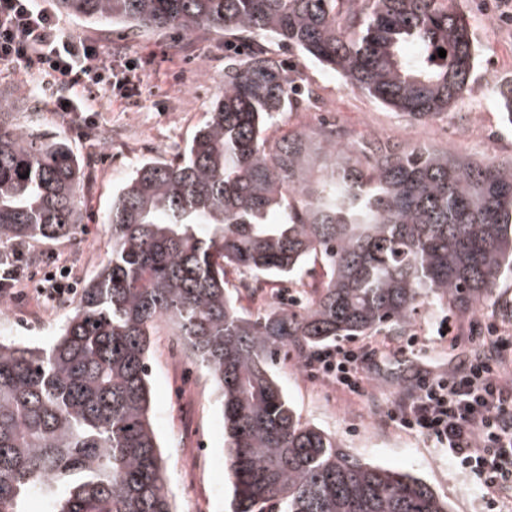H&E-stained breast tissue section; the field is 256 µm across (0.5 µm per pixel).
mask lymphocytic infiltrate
<instances>
[{
    "instance_id": "1",
    "label": "lymphocytic infiltrate",
    "mask_w": 512,
    "mask_h": 512,
    "mask_svg": "<svg viewBox=\"0 0 512 512\" xmlns=\"http://www.w3.org/2000/svg\"><path fill=\"white\" fill-rule=\"evenodd\" d=\"M0 64L20 65L53 83L55 109L65 115L87 111L81 87L109 85L124 97L136 89L131 75L99 44L61 36L55 15L35 0H0ZM450 341L474 346V358L434 377L415 371L390 417L402 429L449 449L486 489H512V381L504 374L512 363V329L495 319L457 331ZM378 353L368 343L338 344L313 352L306 365L312 377L359 395Z\"/></svg>"
}]
</instances>
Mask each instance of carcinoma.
Listing matches in <instances>:
<instances>
[{"label":"carcinoma","mask_w":512,"mask_h":512,"mask_svg":"<svg viewBox=\"0 0 512 512\" xmlns=\"http://www.w3.org/2000/svg\"><path fill=\"white\" fill-rule=\"evenodd\" d=\"M140 29L236 33L224 90L183 151L112 197L110 258L46 347L0 342V512H172L149 416L151 336L167 322L219 392L232 512H448L421 478L368 464L296 417L276 357L402 332L436 302L462 314L512 274V162L344 140L323 121L270 130L306 86L264 40L417 122L468 91L476 50L456 0H55ZM446 57H438V49ZM496 103L512 121V84ZM0 253L71 236L83 173L61 141L2 119ZM324 279L288 308L245 312L262 280ZM239 274L237 282L228 270Z\"/></svg>","instance_id":"cac0c4a2"}]
</instances>
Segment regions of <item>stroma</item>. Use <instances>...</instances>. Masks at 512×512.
Masks as SVG:
<instances>
[{"label": "stroma", "instance_id": "35a3bbf8", "mask_svg": "<svg viewBox=\"0 0 512 512\" xmlns=\"http://www.w3.org/2000/svg\"><path fill=\"white\" fill-rule=\"evenodd\" d=\"M486 0H461L478 48L471 91L447 116L420 123L342 84L335 73L301 54L279 48L304 84L336 106L324 118L337 124L349 139L375 137L405 147L428 144L452 148L476 159L512 160V121L496 105L500 86L512 82V22ZM63 35L96 41L105 51L138 61L134 80L139 93L121 98L100 86L93 91L94 123L76 129L74 122L53 112L50 91L21 66H0V102L9 107L10 122L40 140L64 141L87 164L80 204L81 230L72 237L35 239L24 243V266L40 262L36 287L18 279L13 296L0 301V341L45 345L71 313L73 296L54 300L39 284L51 268L70 270L84 285L107 262L110 229L104 218L112 195L137 166L154 158H173L207 119L214 96L224 86L223 34L199 31L184 36L174 31L136 30L122 24L89 23L58 14ZM512 309V277H504L490 303L469 314L438 304L414 312L405 334L387 331L371 337L380 348L362 395L338 392L311 377L294 356H281L276 376L300 420L336 435L358 458L422 478L447 502L449 512H512V491L487 495L447 449L402 430L388 417L405 391L406 377L417 366L430 374L448 372L468 362L474 351L451 345L446 327L471 326ZM418 339L417 351L400 354L405 336ZM175 340L172 326L160 325L150 351L151 416L165 454L167 487L174 512L195 502L196 512H229L232 486L224 469V428L210 377L193 367L203 390L184 396L185 374L169 357ZM497 507L488 510V498Z\"/></svg>", "mask_w": 512, "mask_h": 512}]
</instances>
